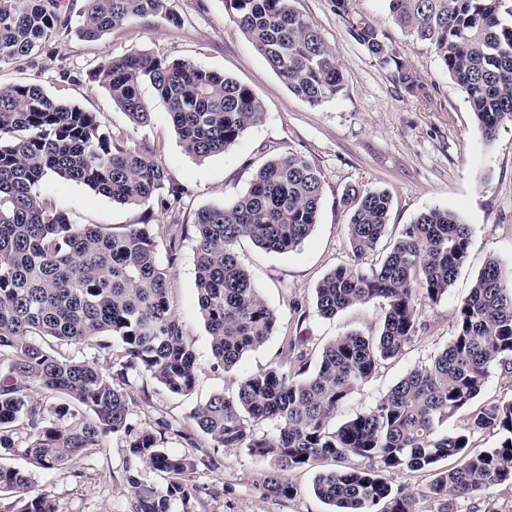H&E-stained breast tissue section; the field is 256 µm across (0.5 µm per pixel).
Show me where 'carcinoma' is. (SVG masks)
<instances>
[{
  "instance_id": "carcinoma-1",
  "label": "carcinoma",
  "mask_w": 512,
  "mask_h": 512,
  "mask_svg": "<svg viewBox=\"0 0 512 512\" xmlns=\"http://www.w3.org/2000/svg\"><path fill=\"white\" fill-rule=\"evenodd\" d=\"M79 34L97 38L132 19L165 15L169 0H85ZM292 0H225L255 50L289 90L311 105L335 96L343 85L336 54L291 5ZM351 37L373 54L395 62L397 80L412 94L424 84L388 53L367 21L335 0ZM395 24L435 49L465 95L486 140L512 123V8L503 0H387ZM68 29L63 0H0V65L28 58ZM90 76L104 84L131 123L149 109L140 85L150 82L166 102L186 152L207 158L233 146L264 115L249 88L192 61L134 51L103 62ZM113 133L97 116L54 101L35 82L0 86V454H20L51 470L101 446L112 435L128 437L130 457L176 477L163 493L140 491L136 476L131 512H170V500L186 502L185 478L195 463L162 447V432L130 422L124 384L129 373L149 375L168 392L190 393L195 354L168 297V273L158 260L161 231L128 224L118 231L71 223L39 191L49 174L88 186L120 204L139 206L154 197L166 206L181 188L154 160L131 148H115ZM322 177L297 155L274 157L255 173L249 190L229 205L196 213L195 285L212 353L235 366L263 345L278 317L255 288L235 250L249 239L267 250L299 248L320 209ZM348 235L354 256L326 274L315 288L318 314L332 318L372 302L385 305L375 336L346 333L322 350L313 370L295 374L275 366L250 373L232 395L211 396L191 414L219 447L243 446L274 472L267 488L291 497L282 478L318 460L354 456L361 465L319 473L314 494L334 512H422L418 496L393 489L386 475L431 468L448 456L455 467L440 471L426 497L438 512H452L458 497H479L512 483V399L480 411L465 432L440 431L444 422L481 392L495 367L512 374V275L490 258L457 308L455 333L430 364L411 369L368 411L329 429L338 407L384 361L398 357L416 337L420 305L448 294L468 257L471 228L446 210H429L394 238L378 265L361 260L388 229L390 196L350 189ZM49 336L66 343L112 338L125 361L105 375L87 361L66 359L43 346ZM61 399L46 405L32 391ZM269 420L274 431L254 433L247 418ZM29 441L16 443V427ZM491 429L497 446L476 449L470 435ZM20 494L17 512H55L45 493H31L25 472L0 465V493Z\"/></svg>"
}]
</instances>
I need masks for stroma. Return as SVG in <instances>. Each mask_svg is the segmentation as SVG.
<instances>
[{
  "instance_id": "1",
  "label": "stroma",
  "mask_w": 512,
  "mask_h": 512,
  "mask_svg": "<svg viewBox=\"0 0 512 512\" xmlns=\"http://www.w3.org/2000/svg\"><path fill=\"white\" fill-rule=\"evenodd\" d=\"M292 5L333 47L344 76L342 90L316 106L288 90L240 31L224 0H169L171 17L135 19L95 40L64 34L36 52L31 62L0 67V85L37 82L55 101L96 114L103 129L127 134L129 146L158 162L183 190L180 201L168 207L155 198L127 206L53 174L40 185L42 197L64 209L72 223L118 227L149 222L159 225L162 238L177 240L180 256L169 271V301L195 352L196 385L189 394L175 395L149 375L135 372L126 385L131 421L141 429L162 430L168 452L195 460L188 481L192 496L185 503L174 501L172 512H332L314 494L313 484L319 472L334 468L333 460L285 472L295 493L276 497L267 489L269 461L243 447H215L189 416L213 394L234 392L247 374L277 365L292 370L300 361L313 365L336 336L377 334L385 313L381 304L351 307L330 319L315 309L320 280L353 260L343 202L349 188L381 189L391 197L389 227L376 256L389 250L403 225L431 209L458 214L469 224L471 238L468 261L447 296L422 303L412 344L382 364L339 407L336 423L367 411L410 369L429 364L448 345L457 308L488 258H497L512 271V125L486 142L464 94L433 47L404 36L386 0H351L350 6L394 49L393 63L353 40L335 0H293ZM133 51L189 59L223 72L259 99L262 121L225 152L197 158L185 152L164 102L146 83L141 94L150 118L132 125L105 85L90 73L101 62ZM399 62L425 84L428 98L413 96L398 83ZM288 154L308 159L322 175L318 220L301 247L285 254L247 239L237 243L241 263L278 316V328L266 343L227 369L214 358L199 313L192 224L198 210L245 193L264 161ZM42 343L106 374L123 361L116 344L103 349L92 342L59 344L48 337ZM510 397L512 378L493 371L473 402L445 423V431H464L481 407ZM7 463L29 473L33 492L46 493L55 512H128L135 491L127 481L130 455L120 435L107 436L102 447L79 462L54 470L16 456Z\"/></svg>"
}]
</instances>
